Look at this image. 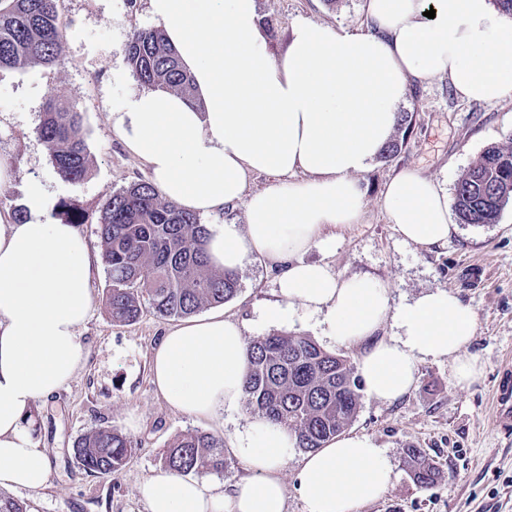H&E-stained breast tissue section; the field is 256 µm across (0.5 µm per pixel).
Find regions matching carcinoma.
I'll use <instances>...</instances> for the list:
<instances>
[{
    "label": "carcinoma",
    "mask_w": 512,
    "mask_h": 512,
    "mask_svg": "<svg viewBox=\"0 0 512 512\" xmlns=\"http://www.w3.org/2000/svg\"><path fill=\"white\" fill-rule=\"evenodd\" d=\"M63 38L58 0H0V69L50 65L58 59ZM128 62L146 86L195 97L192 77L162 31H135ZM37 133L59 177L80 182L86 173V145L77 106L49 109ZM511 199L512 148L491 147L457 183L454 208L462 224H494ZM97 224L109 281L107 303L116 323H133L146 309L163 318L185 317L238 294V275L208 264L206 225L197 214L162 200L149 181L114 193ZM248 358L247 408L294 432L297 447L314 451L353 421L360 388L346 357L307 336L274 332L250 340ZM133 448L121 431L99 427L75 441L73 454L85 469L110 476ZM407 456L413 480L421 487L442 477L421 449L409 448ZM161 462L178 475L222 473L227 467L224 439L198 430L180 434L165 448Z\"/></svg>",
    "instance_id": "1"
}]
</instances>
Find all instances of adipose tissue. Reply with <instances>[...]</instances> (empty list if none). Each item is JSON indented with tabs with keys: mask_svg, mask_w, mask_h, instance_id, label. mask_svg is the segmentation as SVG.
<instances>
[{
	"mask_svg": "<svg viewBox=\"0 0 512 512\" xmlns=\"http://www.w3.org/2000/svg\"><path fill=\"white\" fill-rule=\"evenodd\" d=\"M196 100L165 89L132 96L112 122L152 173L163 197L203 215L244 202L247 223L212 224L211 267L235 272L257 255L275 271L278 297L263 322L314 317L324 337L364 344L357 369L369 397L395 401L415 383L418 360L453 358L465 389L483 373L466 348L478 316L457 295L427 291L391 309L378 281L341 277L311 250L326 251L358 223L357 179L389 141L410 82L448 78L461 100L512 101V24L491 0H365L370 31L297 21L276 58L261 32L258 0H149ZM275 183L248 193L251 174ZM44 191L29 187L30 217L0 224V487L38 492L50 461L32 409L73 376L79 333L93 303L98 258L77 225L44 218ZM384 208L402 240L447 244L448 191L415 170L394 176ZM392 322L395 336L375 340ZM243 325L220 314L168 329L151 360L152 381L171 408L198 420L239 409L248 370ZM252 472L231 489L159 470L138 491L148 512H284L280 473L294 434L252 417L235 440ZM393 480L385 449L341 434L303 456L296 474L305 512H357Z\"/></svg>",
	"mask_w": 512,
	"mask_h": 512,
	"instance_id": "1",
	"label": "adipose tissue"
}]
</instances>
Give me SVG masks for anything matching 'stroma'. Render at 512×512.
I'll list each match as a JSON object with an SVG mask.
<instances>
[{"label":"stroma","instance_id":"obj_1","mask_svg":"<svg viewBox=\"0 0 512 512\" xmlns=\"http://www.w3.org/2000/svg\"><path fill=\"white\" fill-rule=\"evenodd\" d=\"M273 56H284L294 22L346 30L369 25L364 0H258ZM148 0H59L64 38L60 59L51 65L0 70V158L11 165L10 185L0 190V213L26 203V188L38 181L47 192V213L60 204L82 211L79 229L94 254H101L97 217L112 194L149 179L146 165L115 132L112 114L144 86L128 60V43L138 29L154 27ZM77 104L83 115L86 175L77 185L56 173L36 133L48 103ZM412 116L409 130L394 129L400 152L375 159L359 174L364 208L359 223L338 234L330 252L314 250L342 276H367L387 288L392 307L421 293L444 288L478 314L467 347L483 363L482 377L470 388L452 383L453 361L427 358L416 364V382L402 398L378 401L362 396L349 426L386 449L392 485L358 512H512V426L502 425L494 394L503 367L512 362V202L494 224H455L448 243L426 248L404 242L383 207L387 183L413 169L455 189L489 147L512 146V102L496 105L459 99L448 79L414 84L401 105ZM240 290L220 305L225 318L245 326L248 338L275 332L259 311L277 297L265 264L250 260L239 271ZM106 270L94 274V302L80 342L83 358L72 379L56 394L37 401L32 415L42 447L48 448L50 482L40 493L17 491L29 512H146L139 485L161 468L160 453L178 434L205 431L223 437L228 462L222 473L197 477L232 485L250 476L231 445L251 416L247 407L210 421L173 410L151 380V358L160 337L175 321L144 310L131 324L113 322L106 302ZM113 427L135 446L124 467L110 478L86 471L75 459V440L92 429ZM422 449L444 478L429 489L412 479L405 450Z\"/></svg>","mask_w":512,"mask_h":512}]
</instances>
